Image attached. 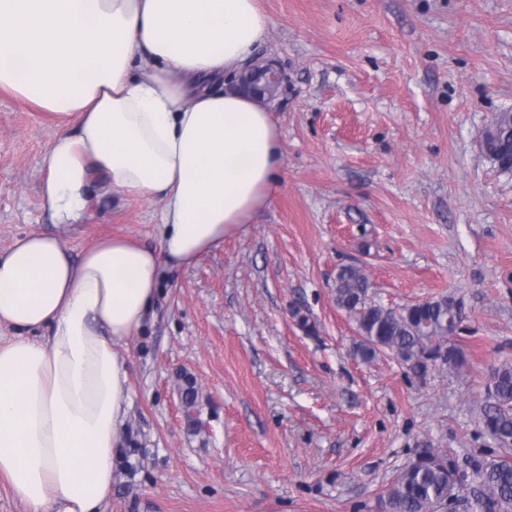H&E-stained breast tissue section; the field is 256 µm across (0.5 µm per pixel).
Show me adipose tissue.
Masks as SVG:
<instances>
[{
  "instance_id": "1",
  "label": "adipose tissue",
  "mask_w": 512,
  "mask_h": 512,
  "mask_svg": "<svg viewBox=\"0 0 512 512\" xmlns=\"http://www.w3.org/2000/svg\"><path fill=\"white\" fill-rule=\"evenodd\" d=\"M258 0H0V88L73 118L41 158V207L78 223L103 183L160 198L158 247L80 260L30 234L0 253V479L26 512H105L131 408L122 355L161 283L221 247L280 185L279 126L235 77Z\"/></svg>"
}]
</instances>
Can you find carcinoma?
<instances>
[{"label": "carcinoma", "instance_id": "obj_1", "mask_svg": "<svg viewBox=\"0 0 512 512\" xmlns=\"http://www.w3.org/2000/svg\"><path fill=\"white\" fill-rule=\"evenodd\" d=\"M484 146L490 161L508 162L512 112L499 113L485 130ZM370 288L369 279L356 265L344 266L336 275V304L353 315L361 337L356 355L371 360L389 352L420 379L436 365L461 369L465 351L448 337V323L463 320L457 300L442 296L394 310L372 301ZM480 423L504 454L512 452V363L490 368ZM474 480L475 512H512V462H480ZM464 491L450 452L428 446L396 474L380 497L379 508L381 512H439L464 498Z\"/></svg>", "mask_w": 512, "mask_h": 512}]
</instances>
